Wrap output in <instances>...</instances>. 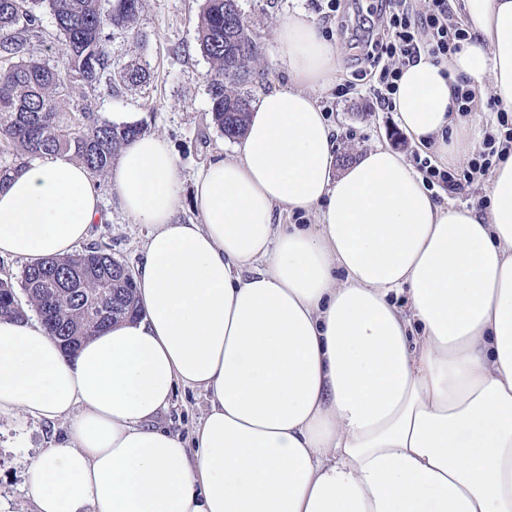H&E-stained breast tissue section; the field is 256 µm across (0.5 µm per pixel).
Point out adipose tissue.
Masks as SVG:
<instances>
[{
    "mask_svg": "<svg viewBox=\"0 0 512 512\" xmlns=\"http://www.w3.org/2000/svg\"><path fill=\"white\" fill-rule=\"evenodd\" d=\"M453 10L470 39L405 67L393 110L456 162L481 138L458 82L512 111V0ZM274 37L292 85L261 93L233 156L198 174L200 222L176 220L156 135L110 170L152 228L140 315L71 354L39 319H0V415L70 423L29 464L35 512H512V153L481 211L438 203L384 145L334 172L314 92L340 50L301 10ZM100 219L92 175L42 157L0 189V258L73 254ZM179 384L210 397L188 441L154 425Z\"/></svg>",
    "mask_w": 512,
    "mask_h": 512,
    "instance_id": "adipose-tissue-1",
    "label": "adipose tissue"
}]
</instances>
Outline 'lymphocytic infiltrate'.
<instances>
[{"mask_svg":"<svg viewBox=\"0 0 512 512\" xmlns=\"http://www.w3.org/2000/svg\"><path fill=\"white\" fill-rule=\"evenodd\" d=\"M363 31L368 47L366 59L376 67L371 90L383 110L392 107L404 67L423 57L447 63L449 54L469 38L468 26L455 19L449 0H423L419 5L413 0H381L376 20L368 22ZM498 121L505 128L503 135L487 136L483 151L463 172L432 164L427 158L419 160L427 183L454 192L484 177L493 157L512 151V119L503 113Z\"/></svg>","mask_w":512,"mask_h":512,"instance_id":"f902f5d3","label":"lymphocytic infiltrate"}]
</instances>
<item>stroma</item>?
Here are the masks:
<instances>
[{"label":"stroma","mask_w":512,"mask_h":512,"mask_svg":"<svg viewBox=\"0 0 512 512\" xmlns=\"http://www.w3.org/2000/svg\"><path fill=\"white\" fill-rule=\"evenodd\" d=\"M203 4L204 0H143L136 23L141 39L128 38L118 31L110 45L116 59L149 63V85L137 92L112 94L102 87L96 93L101 114L143 113L148 133L165 141L182 176L178 219L185 223L199 220L194 208L197 175L212 157L231 155L233 149L232 141L224 138L210 119L206 81L210 64L197 44ZM239 5L258 46L252 96L288 86V72L279 59L274 30L288 12L304 10L325 38L341 50L333 87L316 93L335 129L337 156L353 161L381 144L400 151L407 162H414L419 148L397 130L393 113L373 107L369 82L358 74L355 50L350 42L337 37L336 21L326 13V0H239ZM346 81L353 89L347 98L337 99L334 87ZM99 184L107 221L94 226L89 241L106 247L115 260L130 269H138L150 228L135 223L120 207L108 178H101ZM207 408L201 390L180 386L156 425L185 436ZM66 429L63 420L38 422L20 414L0 417V512H31L33 504L25 488L26 468Z\"/></svg>","instance_id":"35a3bbf8"}]
</instances>
